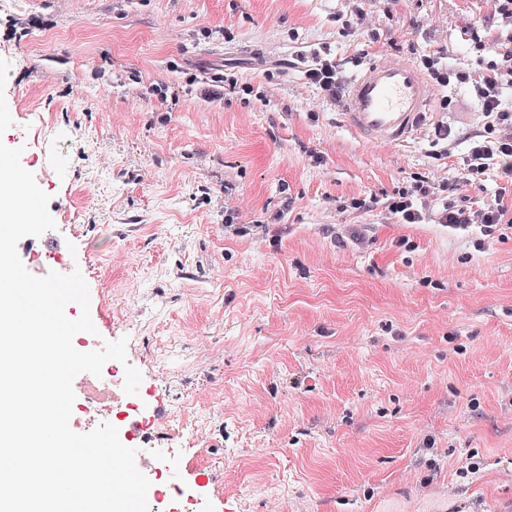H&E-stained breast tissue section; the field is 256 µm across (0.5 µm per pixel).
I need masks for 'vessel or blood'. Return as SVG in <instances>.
I'll list each match as a JSON object with an SVG mask.
<instances>
[{"instance_id": "obj_1", "label": "vessel or blood", "mask_w": 512, "mask_h": 512, "mask_svg": "<svg viewBox=\"0 0 512 512\" xmlns=\"http://www.w3.org/2000/svg\"><path fill=\"white\" fill-rule=\"evenodd\" d=\"M434 89L410 60L385 55L363 64L344 89L343 122L380 145L406 143L425 123Z\"/></svg>"}]
</instances>
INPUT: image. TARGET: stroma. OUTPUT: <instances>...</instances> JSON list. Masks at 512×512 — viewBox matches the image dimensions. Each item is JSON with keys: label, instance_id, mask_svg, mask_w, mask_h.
<instances>
[{"label": "stroma", "instance_id": "1", "mask_svg": "<svg viewBox=\"0 0 512 512\" xmlns=\"http://www.w3.org/2000/svg\"><path fill=\"white\" fill-rule=\"evenodd\" d=\"M13 18L36 25L12 39ZM474 30L506 42L512 18L494 0H0V142L23 143L60 243L35 265L83 269L97 341L127 338L199 512H512V239L478 250L385 208L459 179ZM324 50L346 80L381 53L466 79L406 145L368 144L305 76ZM217 74L237 84L214 98ZM347 224L364 244L337 242Z\"/></svg>", "mask_w": 512, "mask_h": 512}]
</instances>
